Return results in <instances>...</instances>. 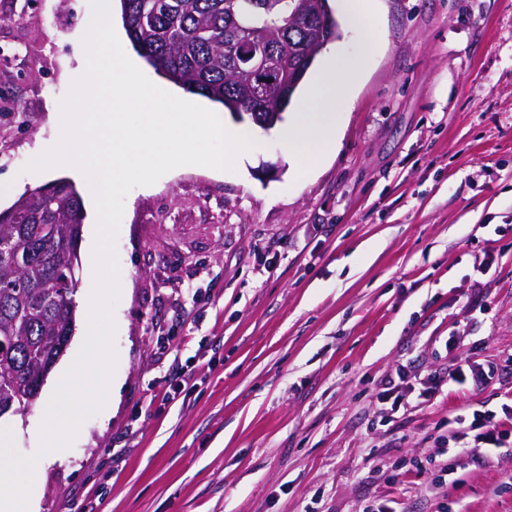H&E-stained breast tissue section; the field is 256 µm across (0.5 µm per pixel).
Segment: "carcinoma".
<instances>
[{"mask_svg": "<svg viewBox=\"0 0 512 512\" xmlns=\"http://www.w3.org/2000/svg\"><path fill=\"white\" fill-rule=\"evenodd\" d=\"M134 49L155 72L229 112H281L306 51H322L312 0H119ZM0 212V417L34 402L74 324L82 198L60 178ZM56 234L45 237L42 225Z\"/></svg>", "mask_w": 512, "mask_h": 512, "instance_id": "1", "label": "carcinoma"}]
</instances>
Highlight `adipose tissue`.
<instances>
[{"label": "adipose tissue", "instance_id": "obj_1", "mask_svg": "<svg viewBox=\"0 0 512 512\" xmlns=\"http://www.w3.org/2000/svg\"><path fill=\"white\" fill-rule=\"evenodd\" d=\"M375 45V40H368L364 54L353 58L329 56L324 74L307 87L302 109L295 120L279 128L284 152L297 160V181H304L332 151V132L345 114Z\"/></svg>", "mask_w": 512, "mask_h": 512}]
</instances>
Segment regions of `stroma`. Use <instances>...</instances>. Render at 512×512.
<instances>
[{"label":"stroma","mask_w":512,"mask_h":512,"mask_svg":"<svg viewBox=\"0 0 512 512\" xmlns=\"http://www.w3.org/2000/svg\"><path fill=\"white\" fill-rule=\"evenodd\" d=\"M91 11L0 0V211L59 178L84 205L66 362L94 284V198L69 167L27 166L60 140ZM369 32L378 48L306 182L276 129L228 115L256 144L234 171L187 165L128 192L118 402L58 459L38 452L37 407L0 417L39 457L36 512H512V447L462 456L443 495L434 468L410 470L447 447L461 405L512 401V0H376L337 52ZM178 353L196 384L167 403ZM466 356L497 368L476 395L445 383ZM401 371L440 388L394 416L376 394Z\"/></svg>","instance_id":"1"}]
</instances>
